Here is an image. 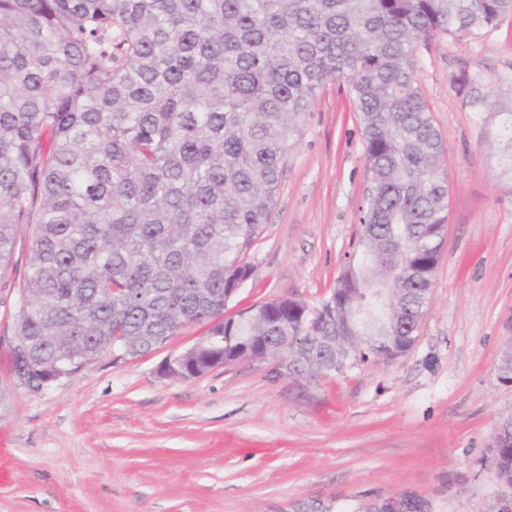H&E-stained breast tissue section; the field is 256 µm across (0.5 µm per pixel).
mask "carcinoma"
I'll return each mask as SVG.
<instances>
[{"label": "carcinoma", "mask_w": 512, "mask_h": 512, "mask_svg": "<svg viewBox=\"0 0 512 512\" xmlns=\"http://www.w3.org/2000/svg\"><path fill=\"white\" fill-rule=\"evenodd\" d=\"M512 0H0V274L31 241L10 371L41 383L117 351L150 354L212 324L172 378L252 354L311 379L404 357L446 223L443 138L416 44L496 26ZM354 97L369 179L359 257L319 306L297 298L223 317L268 223L304 112L332 79ZM482 79L463 82L483 111ZM502 137L512 172V121ZM417 263L371 314L360 284ZM330 341L319 342L317 337ZM512 482V442L493 449Z\"/></svg>", "instance_id": "cac0c4a2"}]
</instances>
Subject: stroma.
<instances>
[{
	"label": "stroma",
	"mask_w": 512,
	"mask_h": 512,
	"mask_svg": "<svg viewBox=\"0 0 512 512\" xmlns=\"http://www.w3.org/2000/svg\"><path fill=\"white\" fill-rule=\"evenodd\" d=\"M417 76L443 136L448 223L429 308L413 348L321 382L239 361L160 376L169 354L88 361L34 394L0 344V512H503L512 489L488 465L512 386L497 379L512 341V177L498 141L512 114V14L471 35L418 41ZM481 75L491 104L457 91ZM360 114L344 82L320 90L280 176L277 203L226 314L293 296L318 304L358 248L368 188ZM19 245L0 276L10 332L26 268Z\"/></svg>",
	"instance_id": "stroma-1"
}]
</instances>
